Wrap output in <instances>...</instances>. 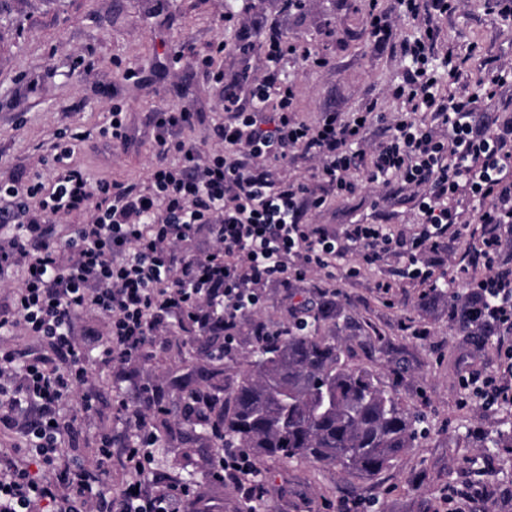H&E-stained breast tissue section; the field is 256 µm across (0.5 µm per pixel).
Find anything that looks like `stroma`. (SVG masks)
Masks as SVG:
<instances>
[{
	"mask_svg": "<svg viewBox=\"0 0 512 512\" xmlns=\"http://www.w3.org/2000/svg\"><path fill=\"white\" fill-rule=\"evenodd\" d=\"M378 10L391 26L376 42L370 12ZM449 43L476 44L463 77L449 87L472 90L475 80L512 63V27L485 10V0H461L455 13L437 18ZM414 25L398 17L397 0H0V179L25 172L51 187L50 156L58 133L87 134L71 158L91 180L146 183L154 158V109L187 105L197 114L185 136L212 143L223 124L224 86L248 98L250 82L263 78L257 52L242 54L236 41L258 44L278 35L308 44L321 65L286 59L281 69L295 85L291 110L312 123L324 112H351L366 102L381 111L395 107L393 90L405 65L401 42ZM216 53L223 85L204 75L202 60ZM180 62H173V55ZM136 71L127 79V71ZM126 114L127 145H108L99 136L113 107ZM415 199L399 184H362L355 195H329L322 211L307 219L329 233H342L356 221L414 226ZM356 251L336 261V280L322 274L264 290V304L235 332L236 348L224 361V380L234 382L250 351L256 324L276 331L287 327L300 303L327 304L329 335L340 336L353 363L369 368L396 388L401 404L423 412L427 433L405 449L392 466L372 479L348 477L338 469L307 462L259 461L266 495L260 512H341L343 506L371 505L373 512H512V454L488 448L486 440L512 425V405L485 410L467 395L460 380L473 370L501 374L512 336H472L448 316V296L424 294L403 281L390 291L379 284L391 277L390 262L362 269ZM426 329L423 337L415 329ZM182 333L156 338L148 360L121 365L93 359L86 391L95 399L92 415L78 421L71 437L74 454L94 462L102 434H111L109 495L128 480L121 444L129 431L116 407L136 387L166 383L178 365ZM214 449L190 451L169 444L153 450L155 473L189 480L210 512H241L231 484L214 486L208 473Z\"/></svg>",
	"mask_w": 512,
	"mask_h": 512,
	"instance_id": "1",
	"label": "stroma"
}]
</instances>
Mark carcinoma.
<instances>
[{
    "instance_id": "obj_1",
    "label": "carcinoma",
    "mask_w": 512,
    "mask_h": 512,
    "mask_svg": "<svg viewBox=\"0 0 512 512\" xmlns=\"http://www.w3.org/2000/svg\"><path fill=\"white\" fill-rule=\"evenodd\" d=\"M467 304L465 293L450 292L456 322L465 329ZM329 317L320 306L255 342L230 386L224 383V326L199 336L190 317L180 319L183 346L212 349L216 363L193 366L159 386L182 403L201 397L207 406L190 419L167 407L154 413L150 429L157 444L164 447L177 435L193 447L215 448L222 432L224 443L259 458L333 466L362 478L387 470L413 446L416 416L371 371L351 363L336 337L322 333Z\"/></svg>"
}]
</instances>
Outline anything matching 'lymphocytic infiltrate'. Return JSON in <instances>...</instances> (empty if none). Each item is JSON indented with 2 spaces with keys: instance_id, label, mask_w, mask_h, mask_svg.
<instances>
[{
  "instance_id": "obj_1",
  "label": "lymphocytic infiltrate",
  "mask_w": 512,
  "mask_h": 512,
  "mask_svg": "<svg viewBox=\"0 0 512 512\" xmlns=\"http://www.w3.org/2000/svg\"><path fill=\"white\" fill-rule=\"evenodd\" d=\"M260 51L270 74L252 86L248 100L226 92L230 118L215 131L217 147L175 138L192 125L190 110L153 113L155 161L144 188L91 182L71 164L73 147L59 143L50 190L0 180V281H20L9 308L0 310V335L29 336L53 352L22 361L0 348V426L21 437L13 457L0 461V512H181L192 493L188 484L151 477L149 415L163 400L146 387L138 393L140 413L124 403L118 408L133 430L125 450L131 478L119 499L108 500L103 490L110 440H102L93 465L73 456L67 432L92 411L90 400L73 404L88 383L94 353L75 332L85 312L105 321L108 338L97 353L107 361L145 358L149 342L186 315L202 334L223 321L229 345L238 324L259 308L266 286L302 281L315 270L335 279L336 259L350 249L361 265L399 259L402 278L435 288L448 236L477 224L470 263L489 274L461 278L470 299L467 319L512 334V268L495 269L504 247L499 231L512 224V114L475 122L478 101L511 81L512 67L484 75L473 92L444 94V84L461 78L466 58L455 45L438 47L434 30L424 28L402 45L408 66L394 89L400 108L389 135L370 145L364 132L382 119L373 107L326 112L313 124L291 111L294 89L275 70L288 55L310 61L307 45L271 37ZM273 96L278 110L262 119ZM421 112L431 113L432 123L418 121ZM296 155L318 161L317 185L272 178L270 164ZM356 169L368 182L395 180L412 192L419 215L414 232L359 222L335 236L305 223L307 213L324 207L327 192L356 191L350 178ZM462 194L473 203L467 216L455 205ZM72 214L82 215V223L56 236L54 217ZM203 230L213 249L186 252ZM61 458L66 469L51 478L48 469ZM257 470L248 449L223 448L211 476L230 480L241 498L252 500L259 496L252 483Z\"/></svg>"
}]
</instances>
